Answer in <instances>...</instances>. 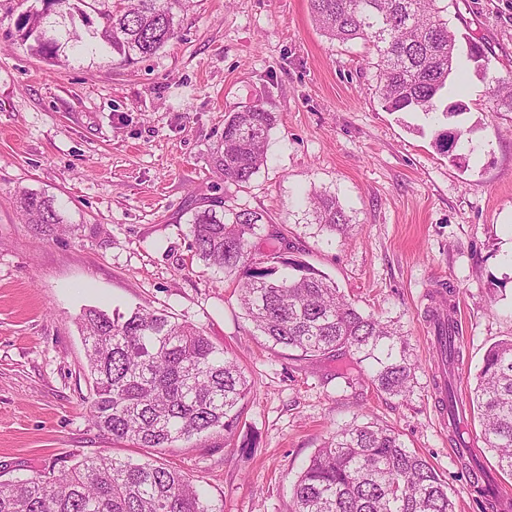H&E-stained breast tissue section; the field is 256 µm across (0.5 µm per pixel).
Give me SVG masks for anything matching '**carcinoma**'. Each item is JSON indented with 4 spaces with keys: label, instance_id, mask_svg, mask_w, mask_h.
Returning <instances> with one entry per match:
<instances>
[{
    "label": "carcinoma",
    "instance_id": "cac0c4a2",
    "mask_svg": "<svg viewBox=\"0 0 512 512\" xmlns=\"http://www.w3.org/2000/svg\"><path fill=\"white\" fill-rule=\"evenodd\" d=\"M56 12L35 9L19 26L20 39L46 59L118 56L131 64L155 55L178 31L180 0H113L99 12L101 28L81 33L77 0H45ZM330 40H361L377 69L379 99L388 112L433 114L448 80L460 70L456 33L442 0H308ZM498 109L512 112V72L488 78ZM272 112L253 106L224 119L217 162L224 181L248 184L266 163L275 128ZM467 134L460 124L438 134L452 148ZM20 209L32 224L64 223L56 198L25 191ZM321 231L341 233L348 218L336 197L306 198ZM195 255L227 273H239V300L257 331L274 346L304 357L349 353L368 362L376 390L405 397L416 362L404 335L365 314L335 282L308 264L274 250L249 261L251 239L288 240L249 209L205 208L189 220ZM251 265H246V262ZM453 310L435 313L438 359L454 370L462 357ZM92 379L90 419L112 443L146 453L133 461L99 453L60 470L0 480V512H220L179 470L150 457L179 441L216 429L231 437L241 424L250 384L238 362L196 326L167 312L138 307L109 313L89 307L80 315ZM469 403L498 468L512 476V339L491 346L475 376ZM291 512H455L448 484L394 430L353 422L317 449L292 488Z\"/></svg>",
    "mask_w": 512,
    "mask_h": 512
}]
</instances>
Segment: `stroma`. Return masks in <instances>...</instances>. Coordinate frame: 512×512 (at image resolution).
<instances>
[{
	"label": "stroma",
	"instance_id": "35a3bbf8",
	"mask_svg": "<svg viewBox=\"0 0 512 512\" xmlns=\"http://www.w3.org/2000/svg\"><path fill=\"white\" fill-rule=\"evenodd\" d=\"M459 48L484 45L490 71H512V0H446ZM40 0H0V464L11 478L58 460L142 458L89 418L83 309L164 310L200 328L251 384L241 433L215 432L162 458L224 512H290L291 488L317 448L352 420L397 431L448 484L456 512H489L453 455L433 378L429 307L462 326L454 382L469 396L486 350L512 338V112L467 70V139L388 112L361 41L329 40L308 0H181L178 36L134 65L46 60L18 36ZM258 105L277 125L268 162L246 186L226 182L216 147L229 113ZM52 195L69 233L43 232L16 207ZM336 196L347 234L319 232L298 199ZM266 215L290 258L334 279L364 312L394 322L418 364L409 397L372 385L350 356L306 359L271 346L244 319L236 278L191 247L199 209ZM252 436L255 448L242 447Z\"/></svg>",
	"mask_w": 512,
	"mask_h": 512
}]
</instances>
